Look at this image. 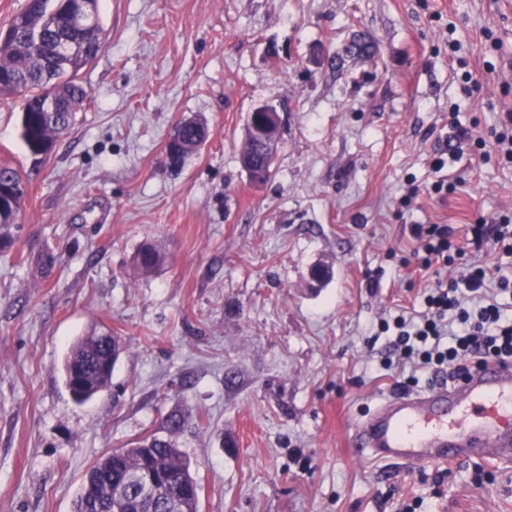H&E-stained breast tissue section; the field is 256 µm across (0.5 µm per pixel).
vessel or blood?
Segmentation results:
<instances>
[{
	"instance_id": "obj_1",
	"label": "vessel or blood",
	"mask_w": 512,
	"mask_h": 512,
	"mask_svg": "<svg viewBox=\"0 0 512 512\" xmlns=\"http://www.w3.org/2000/svg\"><path fill=\"white\" fill-rule=\"evenodd\" d=\"M352 454L380 463L511 462L512 366L485 365L465 382L421 397L385 398L355 426Z\"/></svg>"
}]
</instances>
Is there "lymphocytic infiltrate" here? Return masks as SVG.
I'll return each instance as SVG.
<instances>
[{"label": "lymphocytic infiltrate", "mask_w": 512, "mask_h": 512, "mask_svg": "<svg viewBox=\"0 0 512 512\" xmlns=\"http://www.w3.org/2000/svg\"><path fill=\"white\" fill-rule=\"evenodd\" d=\"M453 234L448 224L412 227L425 266L445 270L459 258L465 264L458 277H436L426 313L395 320L392 353L400 373L396 386L403 392L417 384L419 372L435 376L462 358L479 365L490 358L512 363V312L498 301L512 287V270L466 258L464 248L453 245Z\"/></svg>", "instance_id": "lymphocytic-infiltrate-1"}]
</instances>
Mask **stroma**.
Returning a JSON list of instances; mask_svg holds the SVG:
<instances>
[{
    "label": "stroma",
    "mask_w": 512,
    "mask_h": 512,
    "mask_svg": "<svg viewBox=\"0 0 512 512\" xmlns=\"http://www.w3.org/2000/svg\"><path fill=\"white\" fill-rule=\"evenodd\" d=\"M98 5L88 99L50 152L20 137L22 95L0 98V165L25 188L0 224V512H73L100 456L152 434L189 462L199 512H512V464L460 462L439 485L435 464L351 453L394 393L381 324L423 311L433 278L411 225H453L464 247L512 215L511 167L462 157L448 192L431 168L458 128L512 109V0ZM355 33L373 55L347 54ZM259 103L282 120L261 184L240 162ZM187 119L209 136L174 169ZM147 241L165 260L141 276ZM94 329L124 350L79 404L64 358Z\"/></svg>",
    "instance_id": "35a3bbf8"
}]
</instances>
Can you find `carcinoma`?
I'll return each mask as SVG.
<instances>
[{
	"mask_svg": "<svg viewBox=\"0 0 512 512\" xmlns=\"http://www.w3.org/2000/svg\"><path fill=\"white\" fill-rule=\"evenodd\" d=\"M63 0H31L9 23L15 31L14 37L0 46V95L20 92L13 83V76L25 70V102L22 114V138L35 155L44 154L55 137L67 130L73 115L68 112H52L43 108L41 92L43 85L52 82L63 100L80 108L88 98L87 91L77 83L79 71L90 64L94 56L77 48L67 55L58 56L46 45V53L32 57L28 51L26 32L36 28L50 33V39L60 36L51 29L55 21L65 17ZM206 129L200 120L180 123L176 134L184 143L183 150L175 155L173 162L184 159L196 150V145ZM163 261L160 251L152 244H143L135 255L138 272L148 274L156 270ZM123 350L121 337L104 342L98 337L83 336L70 347L65 362L66 381L79 386L80 401H86L105 389L112 377V368ZM147 464L167 471L170 484L169 496L178 502L177 512H198L199 499L186 493L196 484L189 466L179 449L169 439L149 435L133 442L129 448L109 452L99 458L86 472L74 502V512H128L106 494L112 481L120 479L128 471L137 470Z\"/></svg>",
	"mask_w": 512,
	"mask_h": 512,
	"instance_id": "cac0c4a2",
	"label": "carcinoma"
}]
</instances>
